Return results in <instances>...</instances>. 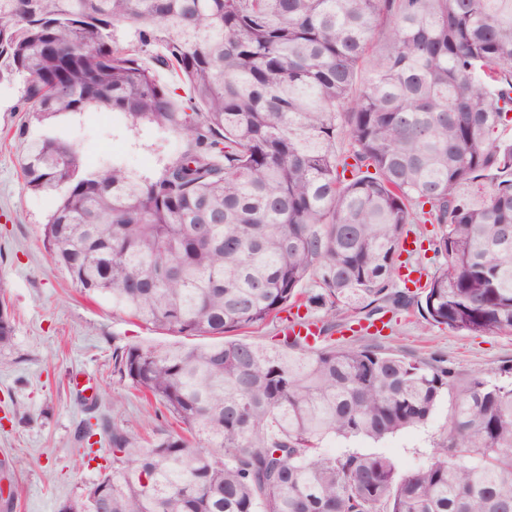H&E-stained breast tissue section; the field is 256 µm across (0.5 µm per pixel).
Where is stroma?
I'll use <instances>...</instances> for the list:
<instances>
[{
  "mask_svg": "<svg viewBox=\"0 0 512 512\" xmlns=\"http://www.w3.org/2000/svg\"><path fill=\"white\" fill-rule=\"evenodd\" d=\"M24 85L20 77L0 87V299L14 323L11 346L0 350V480L11 496V512H59L112 461L107 445L80 443V431L114 422L144 434L164 422L159 405L147 403L114 373V348L165 345L180 336L134 323L108 299L73 286L44 245L56 198L27 188L21 158L31 141L57 135L73 144L83 163L114 160L155 176L186 142L149 125L132 128L111 112L39 118L23 103ZM350 342H373L425 364L442 359L462 379L480 372L512 380V335L475 336L444 327L426 332L418 316L403 312L383 336L360 333ZM79 373L91 379L93 404H82L73 387ZM447 423L443 402L423 426L375 442L332 437L323 447L330 453L383 454L410 472L431 461Z\"/></svg>",
  "mask_w": 512,
  "mask_h": 512,
  "instance_id": "stroma-1",
  "label": "stroma"
}]
</instances>
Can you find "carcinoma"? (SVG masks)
I'll list each match as a JSON object with an SVG mask.
<instances>
[{
    "label": "carcinoma",
    "instance_id": "carcinoma-1",
    "mask_svg": "<svg viewBox=\"0 0 512 512\" xmlns=\"http://www.w3.org/2000/svg\"><path fill=\"white\" fill-rule=\"evenodd\" d=\"M17 76L41 118L115 112L188 144L154 177L87 167L58 137L22 158L26 184L58 194L44 242L81 292L206 339L112 352L176 427L112 424V466L66 512H512V382L323 325L322 348L233 335L387 306L512 335V0H0V84ZM477 181L474 205L458 190ZM418 221L442 262L398 290ZM445 399L422 468L323 451L422 426ZM288 316L287 312H282L278 316H273L259 327L251 328L246 332H241L239 336L249 342H254L268 349L276 347V341L280 338L278 332L282 326L283 320Z\"/></svg>",
    "mask_w": 512,
    "mask_h": 512
}]
</instances>
